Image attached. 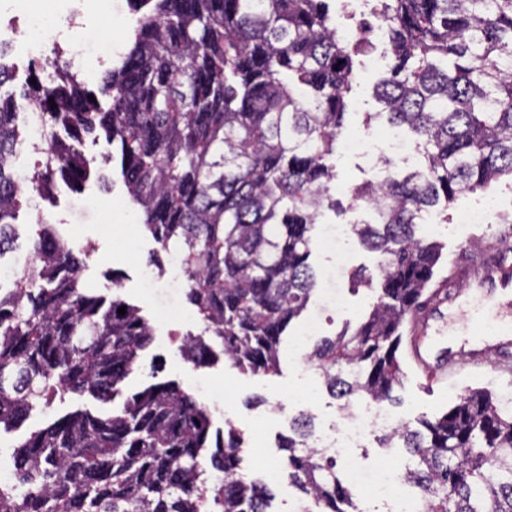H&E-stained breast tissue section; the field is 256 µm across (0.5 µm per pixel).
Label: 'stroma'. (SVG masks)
I'll return each mask as SVG.
<instances>
[{
  "instance_id": "stroma-1",
  "label": "stroma",
  "mask_w": 512,
  "mask_h": 512,
  "mask_svg": "<svg viewBox=\"0 0 512 512\" xmlns=\"http://www.w3.org/2000/svg\"><path fill=\"white\" fill-rule=\"evenodd\" d=\"M99 4L100 0H59L57 8L63 12H79L84 29L107 34L122 48H129L130 28L136 18L130 0H117L119 9L110 17L100 13ZM386 72V64L375 63L371 56H355L348 95V130L362 136L378 152L384 148L380 139L381 124L366 123L365 116L384 109L373 87ZM77 148L91 171L89 179L78 189L58 179L51 197H23L15 221L19 238L13 251L0 258V267L11 269L20 257L29 253V241L41 222L54 225L58 235L70 245L88 247L86 287L105 298L117 296L139 306L154 328L153 341L142 354L143 369L125 381L124 394L136 393L155 380H175L191 393L196 388L215 385L211 397L217 401L227 395L234 396L233 416L215 411L211 418L214 428L220 431L232 427L243 433L242 468L246 477L262 476L267 467L280 465L283 453L276 440L279 434L287 433V418L309 411L315 416L317 429L339 423L337 400L316 381L306 363V355L314 343L310 333L315 329L323 335L339 331L346 320L357 319L368 309L375 298L374 292L364 287L353 289L348 278L342 276L337 280V288L349 306L348 311L336 312L324 299L310 301L307 312L292 322L283 338L279 373L242 372L225 360L220 351L216 352L211 365L192 368L181 355L179 337L188 332L201 333L203 323L195 307L185 298L179 268L166 255L162 256L160 265L149 264V256L158 246L145 230L142 213L131 201L117 173L115 146L102 133L96 132L83 134ZM335 164L337 182L344 187L338 195L342 208L336 213L325 212L324 222L334 226L372 219L371 207L352 201L347 192L349 186L370 179L365 163L340 150L336 153ZM480 197L497 202L502 211L512 210V179H502ZM480 197L462 196L449 209L437 207L423 215L419 231L439 243L443 257L469 251L477 244L499 243L504 225L482 228L453 222L458 211L472 206ZM402 369L403 381L395 390L400 400L396 411L413 426L421 418L445 412L457 395L470 388L498 397L512 394V375L489 368L465 370L454 380L433 387L424 386L410 364H403ZM78 408L102 412L106 406L88 396H68L54 401L49 412L34 411L20 429L0 435V451L11 453L13 446L29 432L43 427L46 417L60 416Z\"/></svg>"
}]
</instances>
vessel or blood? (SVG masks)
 <instances>
[{"label": "vessel or blood", "mask_w": 512, "mask_h": 512, "mask_svg": "<svg viewBox=\"0 0 512 512\" xmlns=\"http://www.w3.org/2000/svg\"><path fill=\"white\" fill-rule=\"evenodd\" d=\"M407 352L432 383L466 367L512 364V255L479 251L452 260L412 321Z\"/></svg>", "instance_id": "1"}]
</instances>
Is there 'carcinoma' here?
Segmentation results:
<instances>
[{"instance_id":"cac0c4a2","label":"carcinoma","mask_w":512,"mask_h":512,"mask_svg":"<svg viewBox=\"0 0 512 512\" xmlns=\"http://www.w3.org/2000/svg\"><path fill=\"white\" fill-rule=\"evenodd\" d=\"M389 31L390 77L375 89L388 122L419 139L423 162L352 190L377 215L355 224L378 272L351 275L380 293L355 327L322 338L307 361L346 412L391 405L403 370V329L435 276L441 248L417 236L421 213L512 178V0H379ZM131 46L107 74L102 112L76 77L28 85L43 111L44 155L30 185L90 176L74 141L101 129L145 229L174 253L204 334L180 346L195 367L218 340L253 374L279 370V346L307 309L322 211L336 208V148L347 115L353 57L326 0H131ZM56 107H51V104ZM14 96H0V258L12 248L19 138ZM32 263L0 290V431L67 394L114 403L76 409L31 432L12 451L14 483L0 512H266L272 491L238 476L244 438L212 429L207 408L176 381L122 397L141 368L153 326L140 308L84 286L85 263L51 224L32 238ZM126 313L118 314V309ZM283 472L306 512H359L336 457L311 447L314 416L288 418ZM407 456L422 512H512V409L467 390L440 417L378 437ZM224 473V484L207 470Z\"/></svg>"}]
</instances>
